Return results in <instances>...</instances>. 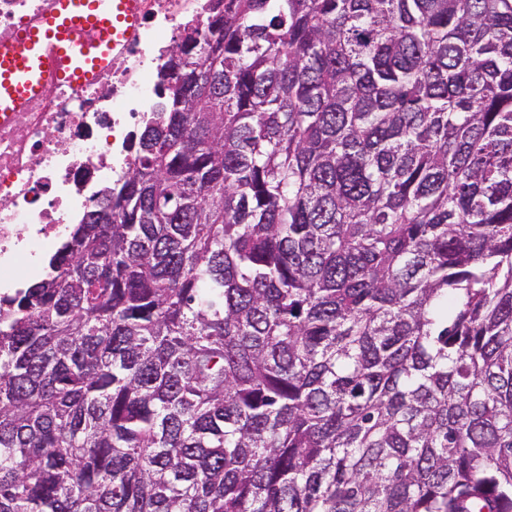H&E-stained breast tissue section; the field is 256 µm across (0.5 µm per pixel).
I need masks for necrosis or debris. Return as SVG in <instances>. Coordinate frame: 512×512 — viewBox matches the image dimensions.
<instances>
[{"label": "necrosis or debris", "instance_id": "obj_1", "mask_svg": "<svg viewBox=\"0 0 512 512\" xmlns=\"http://www.w3.org/2000/svg\"><path fill=\"white\" fill-rule=\"evenodd\" d=\"M52 0H0V44L38 26ZM135 37L112 64L74 85L46 74L22 111L0 115V297L42 279L54 253L133 161L141 113L158 105L157 78L184 25L206 23L209 0H138Z\"/></svg>", "mask_w": 512, "mask_h": 512}]
</instances>
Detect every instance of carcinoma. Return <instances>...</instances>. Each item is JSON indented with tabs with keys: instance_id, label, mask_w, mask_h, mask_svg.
I'll return each mask as SVG.
<instances>
[{
	"instance_id": "carcinoma-1",
	"label": "carcinoma",
	"mask_w": 512,
	"mask_h": 512,
	"mask_svg": "<svg viewBox=\"0 0 512 512\" xmlns=\"http://www.w3.org/2000/svg\"><path fill=\"white\" fill-rule=\"evenodd\" d=\"M210 11L0 299V512H512V0Z\"/></svg>"
}]
</instances>
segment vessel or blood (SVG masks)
I'll return each instance as SVG.
<instances>
[{
    "label": "vessel or blood",
    "mask_w": 512,
    "mask_h": 512,
    "mask_svg": "<svg viewBox=\"0 0 512 512\" xmlns=\"http://www.w3.org/2000/svg\"><path fill=\"white\" fill-rule=\"evenodd\" d=\"M136 20L135 0H54L41 27L0 47V113L22 110L47 62L66 81L93 79Z\"/></svg>",
    "instance_id": "1"
}]
</instances>
